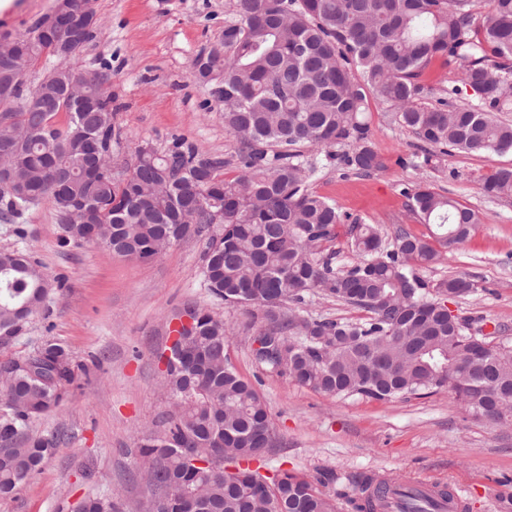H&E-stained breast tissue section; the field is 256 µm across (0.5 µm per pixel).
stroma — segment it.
<instances>
[{
  "mask_svg": "<svg viewBox=\"0 0 512 512\" xmlns=\"http://www.w3.org/2000/svg\"><path fill=\"white\" fill-rule=\"evenodd\" d=\"M56 5L15 0L0 13V35H26ZM90 6L100 24L75 64L104 70L121 131L112 149L115 166L124 167L143 144L161 151L181 135L223 157L226 178H234L239 145L225 131L208 86L191 74L194 57L223 33L234 0H90ZM368 117L384 169L365 176L326 163L310 191L351 218L380 225L388 239L400 227L430 236L402 195L404 184L428 185L473 209L479 222L469 237L422 274L475 281L477 291L452 299V308L499 326L512 340V196L490 199L481 191L490 174L512 165V153L456 152L428 164L422 143L390 122L385 104L370 100ZM60 239L50 201L21 219L0 218V251H27L54 285L41 312L9 345H0V363L50 341L68 350L74 370L58 407L27 424L35 436L61 434L60 444L28 484L0 499V512H69L93 486L112 489L125 512H139L146 488L135 475L132 438L149 431L168 405L159 355L176 315L189 304L233 325L234 365L268 404L275 438L259 462L261 474L293 472L332 498L337 512H355L361 482L373 475L395 481L427 476L464 489L466 512H512V429L472 419L444 393L386 401L336 397L263 370L252 338L264 322L226 307L204 287L203 239L185 238L150 261L99 245L65 246Z\"/></svg>",
  "mask_w": 512,
  "mask_h": 512,
  "instance_id": "1",
  "label": "stroma"
}]
</instances>
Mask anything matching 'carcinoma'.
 <instances>
[{"label":"carcinoma","instance_id":"1","mask_svg":"<svg viewBox=\"0 0 512 512\" xmlns=\"http://www.w3.org/2000/svg\"><path fill=\"white\" fill-rule=\"evenodd\" d=\"M480 0H235L224 39L192 63L195 78L210 88L224 83V129L240 144L239 176L224 178V159L208 155L185 137L162 152L138 148L124 178L89 182L91 159L112 156L121 132L112 93L91 79L86 112L66 95L68 64H56L36 83L15 76L0 60V85L17 83L0 99V154L11 166L14 187L0 189V213L19 216L50 199L58 218L67 200L85 201L76 223L62 224L66 241L88 243L99 228L112 253L140 260L162 256L175 239L206 240L203 285L224 304L259 310L265 327L253 337L256 362L295 383L336 397L372 400L448 392L474 419L493 409L496 424L512 426V344L486 334L482 318H448L445 303L477 290L464 277L427 280L420 268L439 257L427 240L398 229L393 241L374 224L349 225L358 261L338 271L321 245L336 237L344 218L327 199L309 191L318 174L307 149L359 174L384 168L367 117L369 98L388 105L391 120L411 129L435 154L512 152V123L495 112L512 109V0H486L480 34L472 33ZM51 34L35 26L17 39L32 61L51 56ZM436 59L462 65V82L476 105L424 106L435 94L423 80ZM64 120H57L59 114ZM62 169L55 183L38 173ZM482 191L512 194V166L489 176ZM402 193L421 223L434 226L448 249L479 223L457 200L422 185ZM47 275L21 251L0 252V344L22 330L40 305ZM363 309L367 320L305 317L299 305L314 292ZM294 305L286 313L287 304ZM191 326L174 330L175 343L201 355L193 371L167 363L163 387L170 409L157 430L137 438L139 471L149 483L143 512H195L175 481L203 504L200 512H266L268 499L251 493L260 477L241 467L273 442L269 411L259 390L237 372L228 353L224 318L185 307ZM482 347L485 357L472 358ZM70 356L45 343L21 361L0 363V498L20 490L53 455L58 436H30L27 422L55 408L71 382ZM282 512H336L331 498L310 482L283 471L268 479ZM79 512H123L112 491H92Z\"/></svg>","mask_w":512,"mask_h":512}]
</instances>
